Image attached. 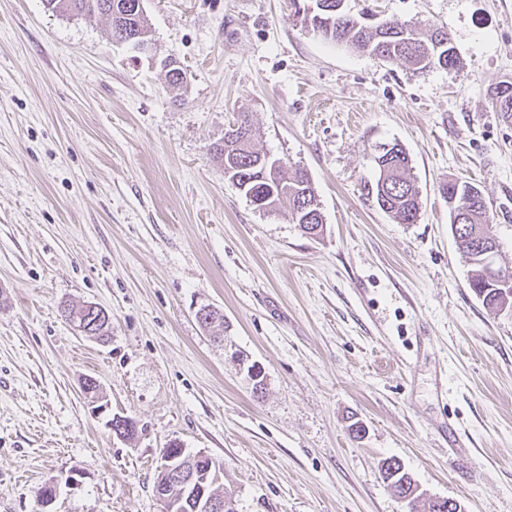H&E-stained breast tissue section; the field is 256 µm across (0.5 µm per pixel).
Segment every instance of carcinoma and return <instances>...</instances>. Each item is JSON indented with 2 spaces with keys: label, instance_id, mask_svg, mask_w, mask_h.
Returning <instances> with one entry per match:
<instances>
[{
  "label": "carcinoma",
  "instance_id": "cac0c4a2",
  "mask_svg": "<svg viewBox=\"0 0 512 512\" xmlns=\"http://www.w3.org/2000/svg\"><path fill=\"white\" fill-rule=\"evenodd\" d=\"M122 0H43L44 7L59 14H71L81 18L95 19L105 15L111 19L112 41L122 43L123 28L114 16V2ZM313 5V12L294 18L302 27L322 22L325 29L321 37L337 44H345L359 52L375 55L388 62H402L413 72L424 74L433 68L453 71L457 67V56L448 55L452 49L448 30L434 27L424 32L405 22L369 24L364 16L356 17L345 9H337L341 0H306ZM214 156L224 162V175L237 187L251 182L249 188L259 187L262 192L274 195L276 207L288 208L290 219L301 231H306L310 212L302 210L306 198H315V192L308 174L295 171L287 177L279 171L275 175L261 177L263 165L259 164L260 152L252 145V129L247 115L237 121V127L224 131V143L213 146ZM374 162L379 170L376 181L378 206L399 224H415L420 215V195L411 179V160L406 151L397 143L378 148ZM473 184L466 181L450 180L440 188L443 199L448 202L450 225L460 224L462 232L452 231L459 248L470 265L469 287L474 289L485 282L486 266L476 258L474 239L467 228L476 227L487 235H494L493 218L485 198L471 196ZM200 479L209 492L216 493L215 485L221 480V466L211 457H206L199 467ZM382 481L392 488L395 496L405 493L402 481H410L405 474L392 477L389 470L379 471ZM156 483L164 486L167 495L180 502L181 512H201L197 500L183 493L177 484H169L162 474H157Z\"/></svg>",
  "mask_w": 512,
  "mask_h": 512
}]
</instances>
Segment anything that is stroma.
Instances as JSON below:
<instances>
[{
  "mask_svg": "<svg viewBox=\"0 0 512 512\" xmlns=\"http://www.w3.org/2000/svg\"><path fill=\"white\" fill-rule=\"evenodd\" d=\"M346 5L446 27L458 68L417 75L324 40L293 0H144L149 54L114 44L107 18L0 0V512H162L172 442L220 464L238 512H407L388 457L427 496L512 512V312L469 287L439 192L482 191L512 268V119L493 105L512 0ZM243 112L260 152L308 171L320 237L225 178L211 148ZM395 142L414 224L376 203L375 149ZM85 303L110 314L108 342L63 320Z\"/></svg>",
  "mask_w": 512,
  "mask_h": 512,
  "instance_id": "obj_1",
  "label": "stroma"
}]
</instances>
